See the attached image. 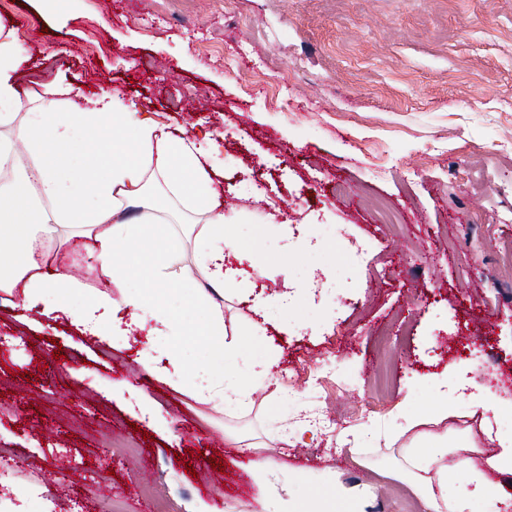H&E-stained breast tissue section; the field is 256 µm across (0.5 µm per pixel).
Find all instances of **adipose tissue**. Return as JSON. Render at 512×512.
<instances>
[{
  "instance_id": "obj_1",
  "label": "adipose tissue",
  "mask_w": 512,
  "mask_h": 512,
  "mask_svg": "<svg viewBox=\"0 0 512 512\" xmlns=\"http://www.w3.org/2000/svg\"><path fill=\"white\" fill-rule=\"evenodd\" d=\"M23 62L14 30L0 26V243L12 248L0 256V289L22 287V305H67L79 288L76 283L41 271L36 249L41 238L69 225L93 240V257L101 276L116 288L90 306L71 309L76 325L85 333L101 335L99 310L128 314L133 325L153 320L171 336H197L206 340L214 358L223 360L222 375L200 366L190 375L180 369H159L150 351L141 363L148 372L177 386L185 394L221 411L248 406L252 392L243 377L262 382L275 362L274 354L250 359L239 347L224 341V317L213 312L194 325L169 309L167 252L149 231L155 206L147 194L157 184L166 201L197 216L202 229L196 240L195 264L212 287H223L224 253L239 249L230 217L220 210L216 191L197 141L174 133L168 125L142 115L134 101L112 88L85 96L80 88L63 87L67 111L54 99L43 100L37 111L22 113L16 73ZM26 169H19L20 156ZM438 408L430 416H407L404 428L413 431L401 450L403 466L428 512H472L483 499L487 512H512V499L501 494L489 472L512 475V432L490 433L498 451L477 465L466 440L449 439L434 431V424L454 415L466 401L482 413H497L495 393L471 383L469 389L436 387Z\"/></svg>"
}]
</instances>
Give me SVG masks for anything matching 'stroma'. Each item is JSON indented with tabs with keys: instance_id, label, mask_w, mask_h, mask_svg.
Segmentation results:
<instances>
[{
	"instance_id": "obj_1",
	"label": "stroma",
	"mask_w": 512,
	"mask_h": 512,
	"mask_svg": "<svg viewBox=\"0 0 512 512\" xmlns=\"http://www.w3.org/2000/svg\"><path fill=\"white\" fill-rule=\"evenodd\" d=\"M0 24L24 48L18 88L34 107L62 82L118 88L173 130L213 134L218 201L245 236L242 270L221 300L227 334L250 356L280 352L249 411L228 416L146 374L168 365V336H88L63 312L22 308L0 291V448L20 459V512H260L250 462L271 458L294 499L317 512L330 487L368 491L365 512L418 498L400 471L405 414L435 410L430 376L467 369L492 349L489 376L512 371V279L488 253L512 252V0H0ZM335 224L308 253L300 234ZM170 305L189 307L196 224L165 219ZM88 241L60 228L44 265H63L84 301L112 286ZM289 260L293 272L263 270ZM357 269L343 304L312 301L307 280ZM296 301L280 314L274 297ZM264 323L261 343L250 323ZM329 377L314 389L318 369ZM295 378L294 388L282 380ZM124 378L154 404L149 421L113 391ZM307 407L330 434L287 443ZM380 427L397 443L357 448L345 435ZM232 430L255 445L242 454ZM112 471L111 488L95 483Z\"/></svg>"
}]
</instances>
